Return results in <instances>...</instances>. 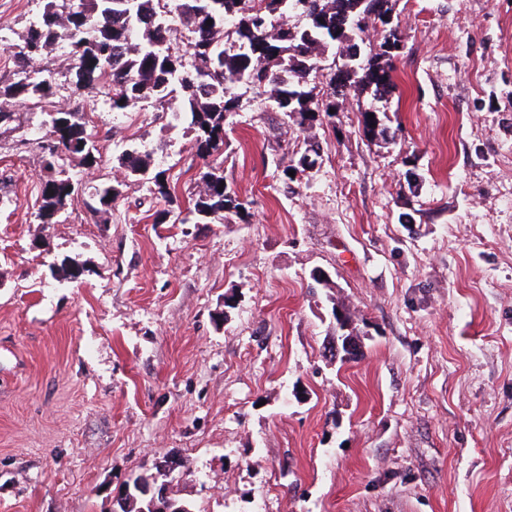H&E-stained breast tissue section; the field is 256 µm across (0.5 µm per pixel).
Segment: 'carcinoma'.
<instances>
[{"instance_id": "1", "label": "carcinoma", "mask_w": 512, "mask_h": 512, "mask_svg": "<svg viewBox=\"0 0 512 512\" xmlns=\"http://www.w3.org/2000/svg\"><path fill=\"white\" fill-rule=\"evenodd\" d=\"M395 0H78L58 11L47 0L41 19L28 29L17 52L12 75L0 77V123L12 120L15 106L37 108L55 96L54 73L42 66L45 56L62 45L71 66L69 84L74 92L104 94L114 112L136 104L168 112L173 93H179L180 111L191 114L198 156L203 160L224 147V117L238 108L235 89L249 85L268 94L273 108L294 119L303 130L320 116H332L333 102L313 95L309 76L321 71L324 54L335 50L342 63L328 78L331 97L344 88L362 86L376 97L395 88L389 62L401 48L398 26L392 25ZM305 18L302 26L288 24V14ZM386 27L382 61L368 51L369 29ZM189 33L182 55L171 52L177 31ZM40 125L48 128L44 146V178L40 186L38 218L56 224L74 195L78 180L64 168V160L78 155L91 168L98 165L97 133L87 113L78 106L41 110ZM366 135L387 136L380 119L361 113ZM121 164L127 176L143 178L147 158L126 150ZM224 172L206 165L201 189L191 199L188 218L201 224L239 213L243 203L221 188ZM117 197L115 188L103 187L93 195L90 210L103 215ZM162 474L137 477L125 485V512H152L150 499L136 483H148Z\"/></svg>"}]
</instances>
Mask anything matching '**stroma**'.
I'll return each mask as SVG.
<instances>
[{
  "label": "stroma",
  "instance_id": "obj_1",
  "mask_svg": "<svg viewBox=\"0 0 512 512\" xmlns=\"http://www.w3.org/2000/svg\"><path fill=\"white\" fill-rule=\"evenodd\" d=\"M45 3L0 0V76ZM393 20L388 97L351 89L303 131L236 88L213 161L244 208L221 221L173 220L201 187L190 114L81 96L102 161L67 158L57 224L32 131L0 124V512H109L166 456L196 512H512V0ZM127 149L173 200L124 178ZM336 309L358 361L328 357Z\"/></svg>",
  "mask_w": 512,
  "mask_h": 512
}]
</instances>
